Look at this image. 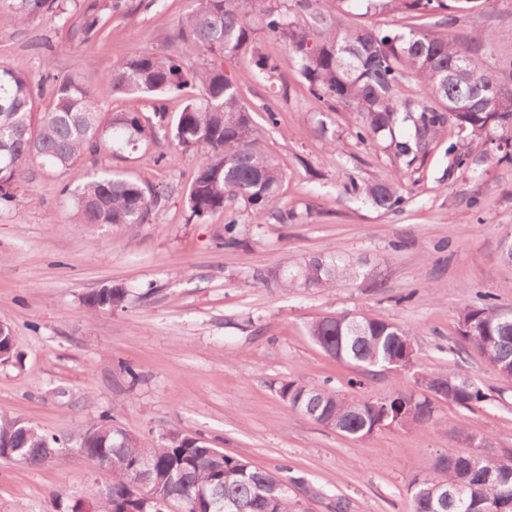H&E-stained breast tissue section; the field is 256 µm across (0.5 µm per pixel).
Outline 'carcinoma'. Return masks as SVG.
I'll use <instances>...</instances> for the list:
<instances>
[{
    "label": "carcinoma",
    "instance_id": "carcinoma-1",
    "mask_svg": "<svg viewBox=\"0 0 512 512\" xmlns=\"http://www.w3.org/2000/svg\"><path fill=\"white\" fill-rule=\"evenodd\" d=\"M348 7L369 11H398L412 19L450 9L445 0H343ZM56 0H0L20 23L55 12ZM305 15L304 23L298 16ZM109 19L90 4L81 31L102 36ZM279 40L287 62L297 67L303 86L330 106L356 116V136L377 140L390 136L399 158L415 161L426 153L441 128L452 123L463 141L485 138L498 154L474 160L460 150L456 164L470 166L490 157L512 163V61L492 70L483 55L463 48L448 33L429 35L415 29L387 33L374 26L349 27L338 17L314 8L311 0H191L179 22L186 50L222 59L252 53L257 67L273 79L280 63L260 53L259 33ZM112 89L124 95L159 98L199 85L200 95L186 102L178 115L155 113L158 122L136 110L108 112L85 85L65 78L57 82L48 107H38L34 82L20 63L0 64V206L15 197L26 168L35 162L59 171L75 167L87 154L119 147L149 145L159 135L171 137L185 151L198 153L192 182L185 194L190 218L226 211L242 203L253 219L262 221L275 207L284 169L259 145L260 132L241 103L240 86L224 80L218 66L193 70L179 56L159 57L134 51L104 74ZM413 83L416 90L400 89ZM405 127L402 139L395 130ZM499 138H494L495 133ZM354 190L379 209L391 211L403 202L399 177L391 174ZM71 223L95 227L147 224L164 199V191L122 173H95L71 189ZM238 222L227 216L216 247L240 245ZM353 268L338 257L314 258L281 280L289 289L329 288L353 278ZM127 289L115 285L83 299L91 312L121 307ZM461 347L476 351L499 377L512 381V309L501 310L489 295L463 308L458 315ZM311 340L330 357L363 374L386 367L412 373L417 390L387 399L345 395L326 384L281 383L279 398L293 411L319 425L363 441L374 426H408L425 430L438 421V404L472 411L492 399L481 382L452 369L418 366L416 353L406 354L411 332L403 326L366 314L325 316L307 326ZM458 438L468 450L450 448L431 469L408 483L412 512H512V449L500 457L484 454L488 442L464 427ZM56 439L17 419L0 417V455L15 454L42 465L55 450ZM82 455L95 466L112 465V485L94 498L91 512H167L176 503L181 512H306L299 494L304 482L286 479L284 466L258 468L226 454L206 439L183 429H169L147 443L101 417L80 435ZM149 463L144 494L131 497V467Z\"/></svg>",
    "mask_w": 512,
    "mask_h": 512
}]
</instances>
